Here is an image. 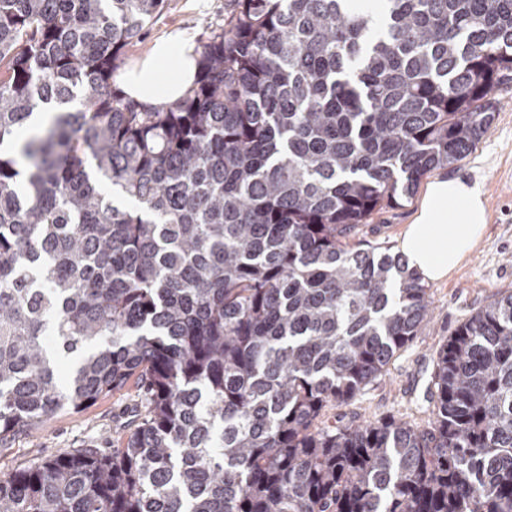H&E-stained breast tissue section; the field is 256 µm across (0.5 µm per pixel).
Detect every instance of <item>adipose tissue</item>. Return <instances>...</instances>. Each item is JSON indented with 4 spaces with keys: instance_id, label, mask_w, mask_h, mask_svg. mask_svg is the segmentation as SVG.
<instances>
[{
    "instance_id": "adipose-tissue-1",
    "label": "adipose tissue",
    "mask_w": 512,
    "mask_h": 512,
    "mask_svg": "<svg viewBox=\"0 0 512 512\" xmlns=\"http://www.w3.org/2000/svg\"><path fill=\"white\" fill-rule=\"evenodd\" d=\"M198 68L190 49L173 38L158 41L151 54L124 77L134 100L162 108L182 96ZM487 222L478 185L454 177L427 184L420 206L398 238L409 268L422 279L448 278L478 247Z\"/></svg>"
}]
</instances>
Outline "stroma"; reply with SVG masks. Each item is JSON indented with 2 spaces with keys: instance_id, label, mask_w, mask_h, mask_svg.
<instances>
[{
  "instance_id": "obj_1",
  "label": "stroma",
  "mask_w": 512,
  "mask_h": 512,
  "mask_svg": "<svg viewBox=\"0 0 512 512\" xmlns=\"http://www.w3.org/2000/svg\"><path fill=\"white\" fill-rule=\"evenodd\" d=\"M234 7V0H166L140 40L127 49L125 65L148 56L157 40L172 35L200 49ZM494 97V122L473 152L454 166L428 174L432 180L462 177L481 187L487 211L481 244L450 277L429 283V313L418 335L393 358L385 376L369 385L352 405L327 408L321 417L324 424L352 416L422 422L425 415L418 405L439 344L495 294L512 291V86L499 87ZM420 200L416 194L375 213L360 232V242L397 247ZM139 404L138 387L131 382L84 410L59 411L45 427L17 434L0 447V476L74 448L92 445L108 452L121 447Z\"/></svg>"
}]
</instances>
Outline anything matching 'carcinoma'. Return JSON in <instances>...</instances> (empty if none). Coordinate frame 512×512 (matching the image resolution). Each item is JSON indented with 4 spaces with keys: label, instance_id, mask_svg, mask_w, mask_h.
<instances>
[{
    "label": "carcinoma",
    "instance_id": "1",
    "mask_svg": "<svg viewBox=\"0 0 512 512\" xmlns=\"http://www.w3.org/2000/svg\"><path fill=\"white\" fill-rule=\"evenodd\" d=\"M163 3L0 0V442L144 393L124 448L1 477L0 512H512V293L439 345L424 424L321 421L428 314L350 239L489 132L512 0H236L155 108L112 75Z\"/></svg>",
    "mask_w": 512,
    "mask_h": 512
}]
</instances>
